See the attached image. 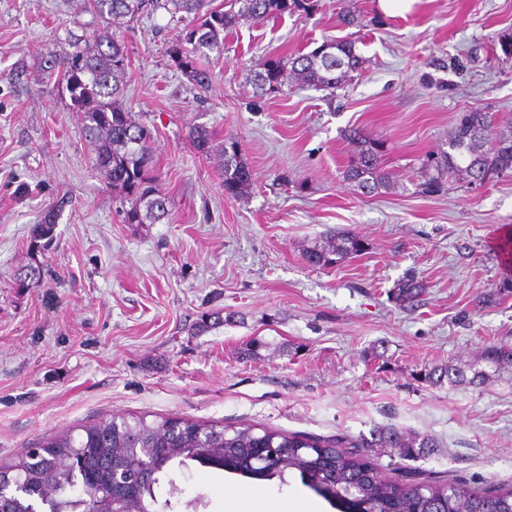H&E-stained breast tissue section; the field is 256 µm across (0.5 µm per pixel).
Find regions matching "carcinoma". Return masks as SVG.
<instances>
[{"mask_svg":"<svg viewBox=\"0 0 512 512\" xmlns=\"http://www.w3.org/2000/svg\"><path fill=\"white\" fill-rule=\"evenodd\" d=\"M94 18L82 34H71L72 52L46 60L44 72L56 78L68 93L71 106L80 112L87 136L94 143V167L103 172L112 189L125 195L129 207L122 210L127 224L156 222L165 215L166 198L149 176L146 127L125 108V46L112 35V24L132 20L163 9L184 23L169 46L168 54L188 80L205 88L211 73L196 66L198 55L224 53V32L246 20L262 22L285 13L306 15L316 11L318 0H84ZM364 59L355 42L326 39L309 52L260 59L252 65L254 85L276 91L292 77L301 85L333 89L362 68ZM354 146L343 172L344 179L364 194L375 195L390 185L382 167L385 143L369 139L357 129L348 131ZM189 139L200 152L210 149L209 131L198 126ZM219 169L224 189L240 198L252 186V176L230 141L223 150ZM512 174V125L497 126L493 116L479 108L460 115L448 140L426 155L418 168L415 192L434 195L450 181L484 187L492 178ZM56 213L46 211L37 227L38 236L50 240ZM365 250L363 240L349 231H336L307 249L304 260L311 266L338 265ZM424 285L411 278L398 292L412 303ZM486 362L498 367L512 364V345L492 343ZM276 448L279 479L291 470L300 476L313 472L324 485L320 495L342 512H512V489L479 493L462 480H431L424 484L388 481L356 448H394L412 458L434 447L431 438L395 427L377 430L371 441L347 443L337 437L322 439L251 427L232 429L217 424L162 418L132 422L113 416L56 434L26 454L0 463V512H109L112 486L130 494L126 512H158L156 488L164 464L142 462L150 448L167 449L165 464L188 461L221 469L259 462L258 449ZM98 492L85 488L90 480Z\"/></svg>","mask_w":512,"mask_h":512,"instance_id":"cac0c4a2","label":"carcinoma"}]
</instances>
